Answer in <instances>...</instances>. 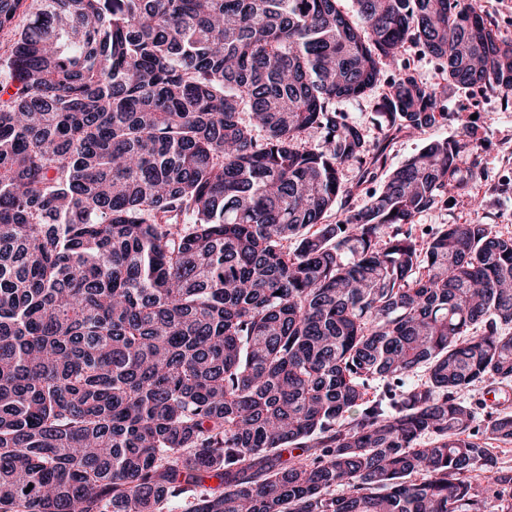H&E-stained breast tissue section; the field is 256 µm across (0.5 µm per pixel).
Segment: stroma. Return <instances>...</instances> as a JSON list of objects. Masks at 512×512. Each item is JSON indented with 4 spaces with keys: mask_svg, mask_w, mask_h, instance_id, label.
Here are the masks:
<instances>
[{
    "mask_svg": "<svg viewBox=\"0 0 512 512\" xmlns=\"http://www.w3.org/2000/svg\"><path fill=\"white\" fill-rule=\"evenodd\" d=\"M404 70L430 86L439 81L437 60L411 46L402 52L398 63L387 67L378 87L367 96L337 102L336 109L361 129L368 147L384 146L389 171L416 154L425 141L448 138L463 143L462 155L474 166V179L462 189L449 185L447 203L418 213L414 234L445 224H488L494 234L512 237V94L491 88L448 89L445 119L423 134L391 140L378 122L376 106L389 92L391 78ZM457 397L476 409L473 427L477 430L492 413H512V382H477L459 391Z\"/></svg>",
    "mask_w": 512,
    "mask_h": 512,
    "instance_id": "35a3bbf8",
    "label": "stroma"
}]
</instances>
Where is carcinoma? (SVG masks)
<instances>
[{"label":"carcinoma","instance_id":"obj_1","mask_svg":"<svg viewBox=\"0 0 512 512\" xmlns=\"http://www.w3.org/2000/svg\"><path fill=\"white\" fill-rule=\"evenodd\" d=\"M339 2L0 0V512H512L456 397L512 381V238L413 235L446 139L349 208L381 151L331 108L408 44L512 92V43L461 0ZM442 100L404 71L378 111L411 136Z\"/></svg>","mask_w":512,"mask_h":512}]
</instances>
